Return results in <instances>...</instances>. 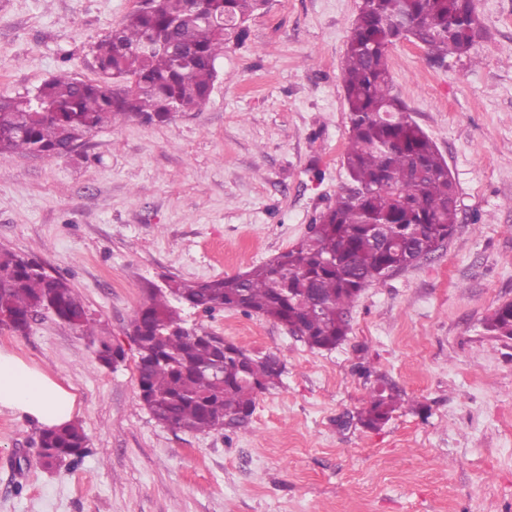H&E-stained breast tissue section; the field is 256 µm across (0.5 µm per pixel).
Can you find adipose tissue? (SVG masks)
<instances>
[{
    "instance_id": "1",
    "label": "adipose tissue",
    "mask_w": 512,
    "mask_h": 512,
    "mask_svg": "<svg viewBox=\"0 0 512 512\" xmlns=\"http://www.w3.org/2000/svg\"><path fill=\"white\" fill-rule=\"evenodd\" d=\"M75 406V394L43 369L0 350V408L53 429L71 422Z\"/></svg>"
}]
</instances>
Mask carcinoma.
<instances>
[{"label":"carcinoma","instance_id":"obj_1","mask_svg":"<svg viewBox=\"0 0 512 512\" xmlns=\"http://www.w3.org/2000/svg\"><path fill=\"white\" fill-rule=\"evenodd\" d=\"M266 0H207L206 18L185 15L183 0H158L129 14L96 46L100 79L66 74L30 95L0 96V162L18 153L60 156L102 126L145 119L170 122L202 107L216 80L215 61L247 35L246 23ZM474 0H361L346 44L342 83L349 120L343 164L350 184L294 246L235 275L204 283L172 280L135 311L140 399L157 423L207 434L246 428L257 395L282 384L284 365L224 338L182 325L175 299L204 313L256 314L288 327L311 349H332L350 331V308L362 290L406 268L407 258L437 252L458 224L456 186L436 145L393 93L387 51L405 39L442 63L469 53ZM182 43L193 47L180 57ZM41 311L94 334L96 321L69 282L33 260L0 249V328L24 332ZM492 336H512V302L484 323ZM382 380L357 413L369 430L399 408ZM44 466L82 456L87 436L78 424L44 430Z\"/></svg>","mask_w":512,"mask_h":512}]
</instances>
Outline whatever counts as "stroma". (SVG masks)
Wrapping results in <instances>:
<instances>
[{"mask_svg": "<svg viewBox=\"0 0 512 512\" xmlns=\"http://www.w3.org/2000/svg\"><path fill=\"white\" fill-rule=\"evenodd\" d=\"M361 0H267L217 60L208 102L168 124L107 125L62 157L0 162V248L62 275L89 336L43 311L0 348L77 396L89 452L42 468L41 427L0 410V512H512V0H474L481 35L433 65L388 50L396 94L448 162L459 222L431 258L364 289L351 330L309 348L273 320L181 312L188 328L275 354L283 385L247 429L159 425L139 396L133 312L151 286L249 270L296 244L347 183L341 67ZM137 0H0V95L98 77L96 45ZM122 346L107 368L98 335ZM402 406L355 422L377 377ZM492 336H512V302H504L493 310L484 323Z\"/></svg>", "mask_w": 512, "mask_h": 512, "instance_id": "stroma-1", "label": "stroma"}]
</instances>
